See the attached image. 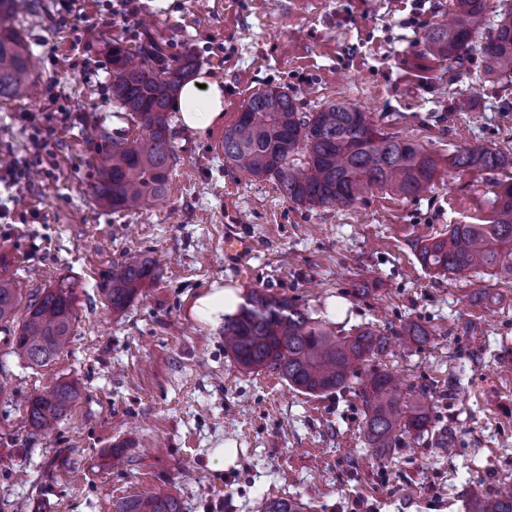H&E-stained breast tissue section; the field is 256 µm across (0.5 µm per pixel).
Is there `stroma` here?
I'll return each instance as SVG.
<instances>
[{
  "label": "stroma",
  "mask_w": 512,
  "mask_h": 512,
  "mask_svg": "<svg viewBox=\"0 0 512 512\" xmlns=\"http://www.w3.org/2000/svg\"><path fill=\"white\" fill-rule=\"evenodd\" d=\"M32 0L14 27L38 95L0 103V163L23 168L21 192L0 187L1 272L23 296L75 282L70 342L47 365L21 361L24 318L0 323V512H114L127 496H177L183 512H258L302 499L307 512H466L471 484L512 486V281L432 277L414 245L452 224H486L502 172L443 169L432 190L377 192L344 210L296 205L272 182L224 161L221 142L255 90L284 86L301 111L329 101L366 109L383 130L446 156L469 140L512 148V84L473 64L428 55L425 32L450 0ZM152 40L169 60L187 51L224 88V119L206 134L173 113L169 191L135 212L93 194L90 161L112 113L113 44ZM49 112L67 119L43 130ZM237 226L249 256L224 254ZM131 252L159 275L122 313L101 284ZM368 292L353 293L358 283ZM296 299L341 335L359 324L438 326L428 345L366 363L403 382L401 406L426 392L429 430L372 447L351 391L309 396L278 373H246L224 349L223 322L193 312L213 284ZM79 398L55 430L27 421V401L56 380ZM237 451L220 469L217 452ZM307 505L295 497H281L260 503V512H305Z\"/></svg>",
  "instance_id": "obj_1"
}]
</instances>
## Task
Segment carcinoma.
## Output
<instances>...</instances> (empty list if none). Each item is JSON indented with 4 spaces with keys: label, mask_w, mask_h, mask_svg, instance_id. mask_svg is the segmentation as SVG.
I'll return each mask as SVG.
<instances>
[{
    "label": "carcinoma",
    "mask_w": 512,
    "mask_h": 512,
    "mask_svg": "<svg viewBox=\"0 0 512 512\" xmlns=\"http://www.w3.org/2000/svg\"><path fill=\"white\" fill-rule=\"evenodd\" d=\"M25 0H0V100L30 98L37 93L30 53L9 24ZM452 22L425 34L430 55L440 60H480L482 70L512 83V0H502V18L493 33L485 26V0H453ZM112 103L127 126L112 130L111 144L93 160L97 199L112 211H136L163 196L174 158L171 108L182 85L198 66L189 51L169 63L152 41L131 52L112 47ZM138 129L127 137L129 126ZM224 161L255 179L273 182L288 201L306 208L346 209L375 190L417 197L431 188L442 160L418 144L383 131L370 116L344 103L332 102L316 112H302L288 88L253 92L238 119L224 129ZM448 167L500 171L512 168V149L492 148L474 140L453 153ZM495 218L490 224H450L441 236L415 245L416 258L435 276L483 271L512 280V183L498 184ZM156 279L153 261L129 254L111 271L102 291L112 313L122 312L139 291ZM75 284L67 277L30 296L26 316L13 338L14 354L43 366L63 350L75 320ZM21 301L13 279L0 276V322H8ZM437 328L409 321L384 330L361 324L349 336L335 334L330 323L312 317L295 300L269 290L252 289L238 311L224 319V350L242 370L270 369L295 391L311 396L350 387L360 367L388 349L390 336L422 345ZM392 374L375 371L358 387L364 407L365 434L376 448H393L397 427L416 435L428 431L426 394L402 407L395 397ZM74 384L58 381L49 391L28 399L27 420L36 430L51 431L77 399ZM295 497L260 503L259 512H305ZM115 512H183L172 495L130 496ZM468 512H512V489L486 493L472 489Z\"/></svg>",
    "instance_id": "obj_1"
}]
</instances>
